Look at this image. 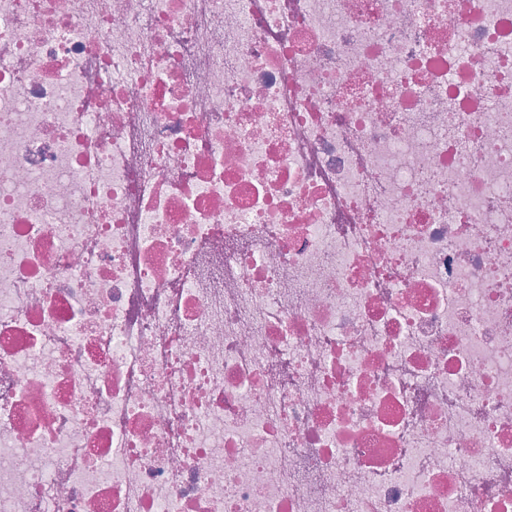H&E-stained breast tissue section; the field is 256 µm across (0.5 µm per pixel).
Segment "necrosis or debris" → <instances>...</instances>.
<instances>
[{
  "instance_id": "obj_1",
  "label": "necrosis or debris",
  "mask_w": 512,
  "mask_h": 512,
  "mask_svg": "<svg viewBox=\"0 0 512 512\" xmlns=\"http://www.w3.org/2000/svg\"><path fill=\"white\" fill-rule=\"evenodd\" d=\"M0 512H512V0H0Z\"/></svg>"
}]
</instances>
